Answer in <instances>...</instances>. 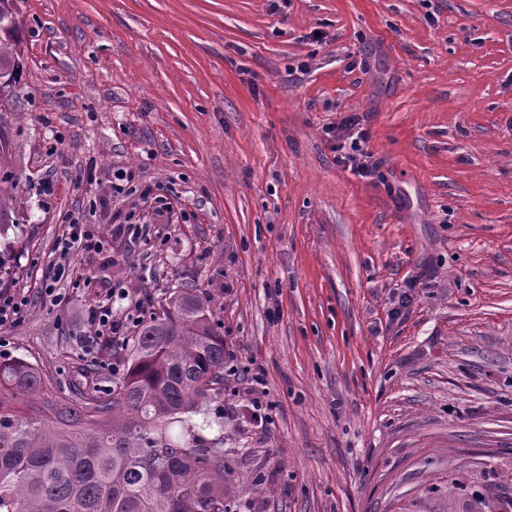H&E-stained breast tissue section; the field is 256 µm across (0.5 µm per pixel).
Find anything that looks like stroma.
Listing matches in <instances>:
<instances>
[{"mask_svg":"<svg viewBox=\"0 0 512 512\" xmlns=\"http://www.w3.org/2000/svg\"><path fill=\"white\" fill-rule=\"evenodd\" d=\"M0 357L62 386L125 349L85 310L192 282L237 512H468L512 496V0H21ZM355 115L379 168L341 163ZM130 173L138 191L113 193ZM169 198L157 217L140 191ZM91 288L41 276L69 217ZM141 224L138 240L116 224ZM259 492H251L255 477ZM105 246V239L95 232L91 225L80 224L76 220H70L64 225V231L57 239L54 250L59 254L58 262L53 263L43 274L41 288L43 293L50 297L51 301L58 304L63 296L61 288L57 285L64 277H68L70 271V258L76 252L100 253ZM26 305L25 298L18 299L14 295L0 291V327L17 320Z\"/></svg>","mask_w":512,"mask_h":512,"instance_id":"stroma-1","label":"stroma"}]
</instances>
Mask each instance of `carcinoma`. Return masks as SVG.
Masks as SVG:
<instances>
[{
    "mask_svg": "<svg viewBox=\"0 0 512 512\" xmlns=\"http://www.w3.org/2000/svg\"><path fill=\"white\" fill-rule=\"evenodd\" d=\"M22 27L17 0H0V99L19 79ZM225 364L224 336L192 283L142 322L104 388L66 392L32 362L0 358V512H233ZM472 512H512V497Z\"/></svg>",
    "mask_w": 512,
    "mask_h": 512,
    "instance_id": "1",
    "label": "carcinoma"
}]
</instances>
